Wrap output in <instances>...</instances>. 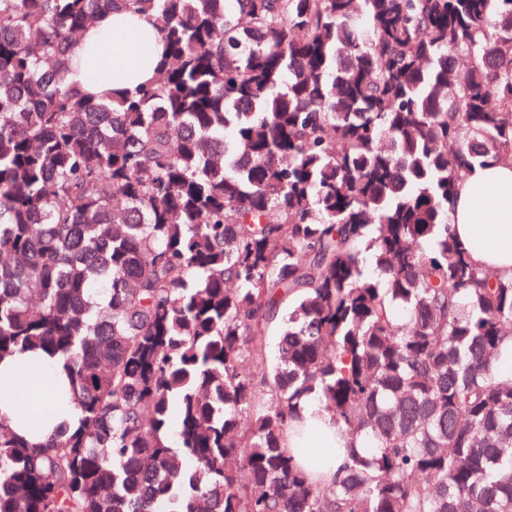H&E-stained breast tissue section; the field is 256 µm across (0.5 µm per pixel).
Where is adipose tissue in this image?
<instances>
[{
    "instance_id": "1",
    "label": "adipose tissue",
    "mask_w": 512,
    "mask_h": 512,
    "mask_svg": "<svg viewBox=\"0 0 512 512\" xmlns=\"http://www.w3.org/2000/svg\"><path fill=\"white\" fill-rule=\"evenodd\" d=\"M165 55V44L148 16L122 7L87 26L72 48L70 79L85 93H106L151 82ZM453 233L470 244L479 267L512 275V164L474 167L458 183L449 210ZM60 365L26 354L0 364V420L40 442L59 425L75 427L72 407L57 394L66 390ZM302 430H288L284 446L294 463L324 483L348 463L347 438L333 419L302 402Z\"/></svg>"
}]
</instances>
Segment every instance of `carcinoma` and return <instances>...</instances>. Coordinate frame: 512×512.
<instances>
[{
    "label": "carcinoma",
    "mask_w": 512,
    "mask_h": 512,
    "mask_svg": "<svg viewBox=\"0 0 512 512\" xmlns=\"http://www.w3.org/2000/svg\"><path fill=\"white\" fill-rule=\"evenodd\" d=\"M113 2L0 0V362L78 415L0 423V512H512V276L448 225L512 161V0H123L166 56L94 98ZM304 400L364 443L327 484ZM35 367V378L29 367ZM20 378L25 384V394L30 400L27 414L20 409L22 391L15 381ZM65 391L67 380L61 366L44 356L26 354L13 361L0 364V419L19 433H30L28 420L40 423L32 434L34 442H42L53 434L59 425L73 428L77 414L71 406H62L54 390Z\"/></svg>",
    "instance_id": "1"
}]
</instances>
